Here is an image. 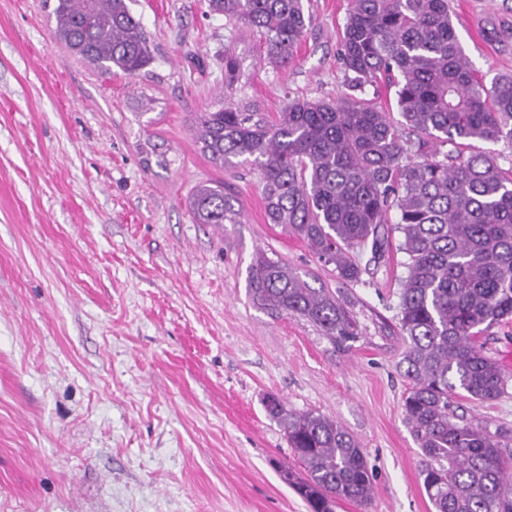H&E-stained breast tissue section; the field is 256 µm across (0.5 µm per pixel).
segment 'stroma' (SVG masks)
Wrapping results in <instances>:
<instances>
[{
    "label": "stroma",
    "instance_id": "obj_1",
    "mask_svg": "<svg viewBox=\"0 0 512 512\" xmlns=\"http://www.w3.org/2000/svg\"><path fill=\"white\" fill-rule=\"evenodd\" d=\"M348 3L303 0L312 25L276 69L205 0H133L156 60L131 78L54 39V0H0V512H308L280 475L302 468L270 395L358 440L368 512H434L402 408L406 255L343 281L268 222L257 174L216 166L193 131L222 106L272 120L287 98L345 92ZM449 11L485 82L512 75V0ZM204 182L236 223H196L187 199ZM261 252L343 301L359 338L343 348L261 308ZM458 405L512 431V385Z\"/></svg>",
    "mask_w": 512,
    "mask_h": 512
}]
</instances>
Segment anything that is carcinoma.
<instances>
[{
    "mask_svg": "<svg viewBox=\"0 0 512 512\" xmlns=\"http://www.w3.org/2000/svg\"><path fill=\"white\" fill-rule=\"evenodd\" d=\"M131 2L56 0L54 37L103 74L115 68L136 77L155 55ZM207 8L255 31L274 67L288 65L312 24L302 0H207ZM338 60L350 84L335 99H289L273 121L222 106L199 113L195 138L221 168H256L269 223L302 239L345 281L359 280L363 253L376 267L385 262L392 234H400L408 257L398 314L410 385L403 412L424 456L425 491L435 512H512V473L502 458L512 433L458 416L453 401L457 389L494 401L509 383L480 335L512 318V178L493 157L455 148L512 144V76L486 85L448 0H351ZM392 79L396 108L362 96L365 85ZM406 129L416 138L404 137ZM188 205L198 224L236 216L220 184L198 185ZM250 282L261 307L306 319L340 345L358 336L335 295L282 262L259 254ZM266 410L302 465L305 476L290 473L288 482L311 512L370 501L366 458L349 432L275 397Z\"/></svg>",
    "mask_w": 512,
    "mask_h": 512,
    "instance_id": "carcinoma-1",
    "label": "carcinoma"
}]
</instances>
